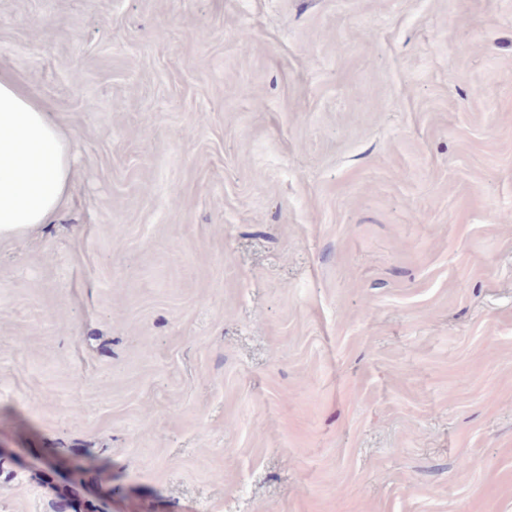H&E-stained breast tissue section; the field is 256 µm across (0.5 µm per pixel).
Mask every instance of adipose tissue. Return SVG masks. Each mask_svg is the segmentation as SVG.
I'll list each match as a JSON object with an SVG mask.
<instances>
[{"label":"adipose tissue","mask_w":512,"mask_h":512,"mask_svg":"<svg viewBox=\"0 0 512 512\" xmlns=\"http://www.w3.org/2000/svg\"><path fill=\"white\" fill-rule=\"evenodd\" d=\"M73 160L63 127L0 73V240L52 221L69 200Z\"/></svg>","instance_id":"obj_1"}]
</instances>
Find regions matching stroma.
I'll use <instances>...</instances> for the list:
<instances>
[{"label": "stroma", "mask_w": 512, "mask_h": 512, "mask_svg": "<svg viewBox=\"0 0 512 512\" xmlns=\"http://www.w3.org/2000/svg\"><path fill=\"white\" fill-rule=\"evenodd\" d=\"M0 70L74 154L0 512H512V0H0Z\"/></svg>", "instance_id": "35a3bbf8"}]
</instances>
